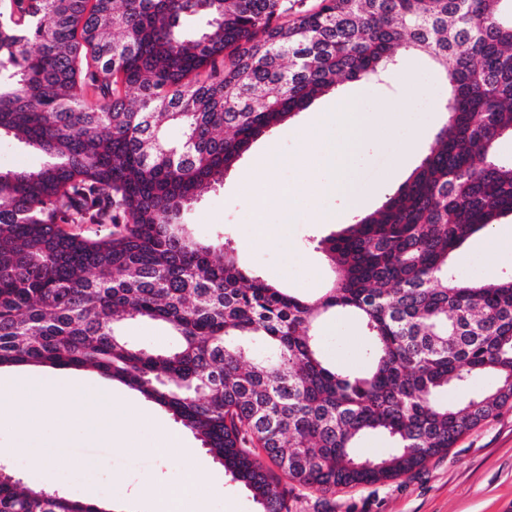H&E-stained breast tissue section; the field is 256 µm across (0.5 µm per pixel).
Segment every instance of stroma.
<instances>
[{
  "label": "stroma",
  "instance_id": "stroma-1",
  "mask_svg": "<svg viewBox=\"0 0 512 512\" xmlns=\"http://www.w3.org/2000/svg\"><path fill=\"white\" fill-rule=\"evenodd\" d=\"M399 57L397 79L344 83L256 140L225 173L221 187L205 194L186 212L184 222L193 236L202 242L225 239L248 272L293 294H320L333 272L318 242L340 232V225L317 223L308 210H301L293 224L286 226L290 248L285 251L264 238L266 225L281 221L278 207L269 206L262 215H255L253 198L261 188L273 190L303 182L315 159L302 150V132L314 115L335 111L337 101L346 96L358 100L362 111L401 115L392 133L374 141L368 154L354 162L356 189L367 199L364 212L380 208L420 164L445 120L438 106L428 112L417 109L421 97L441 101L440 74L408 51H400ZM409 136L414 142L406 165L397 179H390L399 146ZM483 242L479 233L457 249L451 260L454 271L460 277L485 282L512 274V257L483 256ZM320 334L322 353L329 363L350 371L367 366V345L356 318L344 313L329 315L320 325ZM6 374L35 386L53 377L79 380L90 387L107 384L115 395L150 414L132 428L124 416L114 415L112 430L94 436L86 432L76 402L61 395L64 422H43L30 438L38 447L46 441L55 444V490L82 499L91 486L98 499L112 503L115 512H135L137 505L131 495L143 482H153L163 490L192 469L210 486L206 512H256L250 494L232 481L200 441L138 391L117 381L107 382L87 369L19 366L7 369ZM172 434L182 437L188 454L158 456V448ZM84 458L99 463L93 479H86L77 469ZM288 506L290 512H512V402L464 434L446 455L432 458L419 470L383 484L326 494L294 485L288 489Z\"/></svg>",
  "mask_w": 512,
  "mask_h": 512
}]
</instances>
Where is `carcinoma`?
<instances>
[{"label":"carcinoma","mask_w":512,"mask_h":512,"mask_svg":"<svg viewBox=\"0 0 512 512\" xmlns=\"http://www.w3.org/2000/svg\"><path fill=\"white\" fill-rule=\"evenodd\" d=\"M400 49L442 71L446 121L379 209L318 242L337 273L321 296L188 232L183 213L254 141L343 81L393 73ZM3 135L49 161L0 170V368H87L139 391L259 512H290L288 482L406 475L512 400V274L448 263L512 217V0H0ZM336 311L368 338L361 373L322 357ZM135 319L176 347L133 344ZM485 375L492 392L442 400ZM370 434L389 450L353 456ZM0 512L101 509L7 475Z\"/></svg>","instance_id":"carcinoma-1"}]
</instances>
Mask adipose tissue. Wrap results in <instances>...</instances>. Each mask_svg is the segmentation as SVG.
I'll return each mask as SVG.
<instances>
[{"instance_id": "1", "label": "adipose tissue", "mask_w": 512, "mask_h": 512, "mask_svg": "<svg viewBox=\"0 0 512 512\" xmlns=\"http://www.w3.org/2000/svg\"><path fill=\"white\" fill-rule=\"evenodd\" d=\"M336 134L309 144V152L318 154L323 162L333 168V180L311 178L305 184L276 189L275 192H257L256 211H263L270 204H277L284 220L305 207L317 208L319 201L332 197L346 208H359L350 179L353 161L369 145L374 135L387 132L386 123L375 113L363 112L355 100L342 102L335 114ZM75 396L85 407L84 421L92 432L109 429L113 416L112 392L106 388L75 389ZM61 408L49 397L44 388L23 382L0 379V426L9 425L19 433H26L46 420H62ZM208 486L197 472H187L169 486L159 512H204L203 499Z\"/></svg>"}]
</instances>
